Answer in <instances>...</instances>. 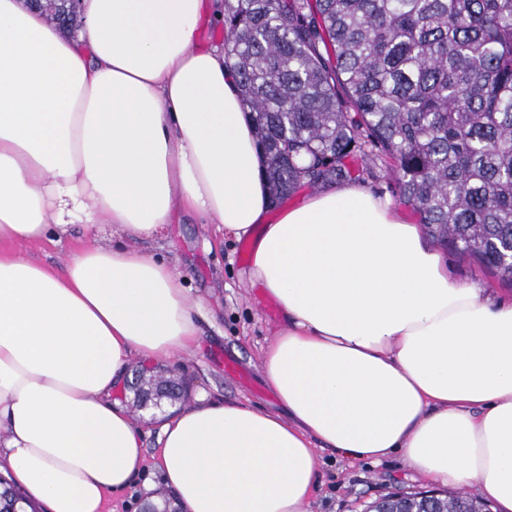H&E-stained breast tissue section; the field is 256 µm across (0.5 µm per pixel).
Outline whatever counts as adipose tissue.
<instances>
[{
  "label": "adipose tissue",
  "instance_id": "obj_1",
  "mask_svg": "<svg viewBox=\"0 0 512 512\" xmlns=\"http://www.w3.org/2000/svg\"><path fill=\"white\" fill-rule=\"evenodd\" d=\"M63 33L0 0V473L46 512H104L144 433L116 398L132 358L173 361L196 326L177 266L132 247L182 212L251 243L280 311L262 372L278 413L200 395L160 426L182 512H306L315 445L397 453L512 512V302L448 277L419 225L348 183L273 208L224 50L219 0H82ZM115 225L47 266L12 244Z\"/></svg>",
  "mask_w": 512,
  "mask_h": 512
}]
</instances>
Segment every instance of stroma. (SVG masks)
<instances>
[{
  "label": "stroma",
  "mask_w": 512,
  "mask_h": 512,
  "mask_svg": "<svg viewBox=\"0 0 512 512\" xmlns=\"http://www.w3.org/2000/svg\"><path fill=\"white\" fill-rule=\"evenodd\" d=\"M358 184L373 195L389 200L408 223L417 216L397 197L396 185L386 161L379 160L364 172ZM80 231L62 242L41 241L15 244L16 253L44 264L56 265L66 254L84 245ZM136 248L171 260L186 279L189 295L201 312L195 317L198 334L193 349L178 361L179 372L189 380V396L208 391L212 396L238 401L256 408L275 410L278 399L266 383L260 354L276 335L281 318L277 305L265 289L247 276L251 261L249 242L227 241L215 225L200 223L185 212L179 223L169 225L164 237L135 240ZM449 277L461 284H478L497 299L512 300V285L502 282L488 269L445 253ZM146 433V463L141 484L113 497L112 512H142L144 503L173 498L157 469L159 419L134 409L133 393H117ZM320 483L313 493L308 512H365L368 504L396 488L418 492L432 484L416 475L399 455L382 463H348L331 449L318 450Z\"/></svg>",
  "instance_id": "stroma-1"
}]
</instances>
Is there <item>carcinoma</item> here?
<instances>
[{
  "label": "carcinoma",
  "instance_id": "carcinoma-1",
  "mask_svg": "<svg viewBox=\"0 0 512 512\" xmlns=\"http://www.w3.org/2000/svg\"><path fill=\"white\" fill-rule=\"evenodd\" d=\"M224 53L273 204L384 158L432 239L512 283V0H224Z\"/></svg>",
  "mask_w": 512,
  "mask_h": 512
}]
</instances>
